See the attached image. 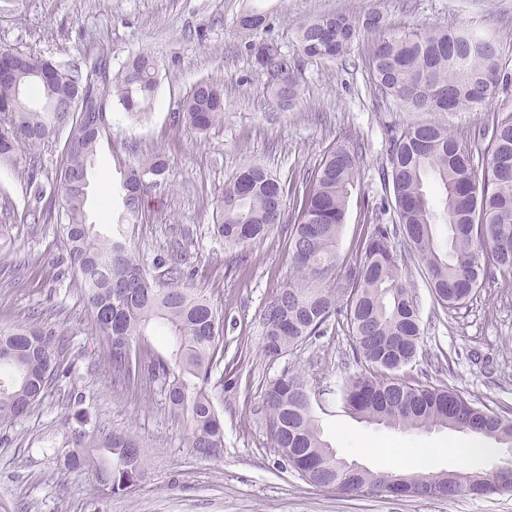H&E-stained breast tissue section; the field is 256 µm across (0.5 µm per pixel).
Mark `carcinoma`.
Instances as JSON below:
<instances>
[{"mask_svg":"<svg viewBox=\"0 0 512 512\" xmlns=\"http://www.w3.org/2000/svg\"><path fill=\"white\" fill-rule=\"evenodd\" d=\"M373 11L360 22L327 14L299 27L298 43L309 58L334 59L346 51L360 29L383 26ZM256 68L284 110L294 109L302 89L296 66L274 42L250 45ZM14 58L53 65L43 79L30 68L15 67L0 76V164L14 162L20 146L35 150L70 125L59 172L62 197L60 223L70 265L81 280L96 327L105 339L114 380L126 382L147 373L167 380L170 414L186 423V443L200 458L224 448L219 414L207 392L212 370L224 359V319L206 298L183 284L184 273L166 260L151 276L140 263L130 226L142 211L145 178L160 176L161 156L121 164L109 233L101 235L87 222V194L76 181L88 175L109 126L101 123L99 102L117 100L127 115L139 119L151 107L158 88L159 65L148 53L129 58L111 76L102 68L83 71L75 62H58L14 48L0 49V69ZM498 49L487 36L462 28H437L391 36L372 57L375 89L410 111L454 112L477 108L496 94L500 83ZM37 92L41 104L15 98L16 85ZM78 97V112H63ZM224 120V85L198 82L173 113L176 124L198 133ZM392 186L398 223L365 224L352 261L330 280L336 269V240L344 221L348 188L356 172L355 151L335 147L319 163L311 184L294 192L298 222L290 228L288 254L293 276L272 295L261 314L262 350L279 357L322 332L332 316L347 325L351 348L369 372L347 379L342 408L351 416L401 431L447 428L512 445V417L480 406L465 393L421 386L400 375L418 354L421 328L418 296L404 270L401 251L414 254L424 267L436 303L454 310L464 304L492 267L512 273V118L496 125L486 162L474 164L472 150L438 121L408 124L392 131ZM433 178L443 188L442 206H434L424 185ZM285 185L264 167L251 164L224 186L215 230L229 247L261 241L280 223ZM448 229L441 241L436 227ZM156 328L174 345L169 359L145 360L136 347ZM60 339L36 325L0 334V421H17L44 396L58 374ZM314 385L299 373L284 372L266 383L262 411L271 445L311 485L355 493L353 486L374 489L396 473L347 474L345 461L323 439L313 412ZM60 464L68 470L94 471L99 488L117 495L146 477L139 443L131 434L80 432L64 448ZM508 475L459 471L458 484L435 474L420 475L412 497L472 496L512 492Z\"/></svg>","mask_w":512,"mask_h":512,"instance_id":"1","label":"carcinoma"}]
</instances>
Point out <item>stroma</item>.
<instances>
[{
  "instance_id": "35a3bbf8",
  "label": "stroma",
  "mask_w": 512,
  "mask_h": 512,
  "mask_svg": "<svg viewBox=\"0 0 512 512\" xmlns=\"http://www.w3.org/2000/svg\"><path fill=\"white\" fill-rule=\"evenodd\" d=\"M254 8L266 21L254 30L238 25ZM383 14L385 24L363 30L343 56H304L297 28L324 15ZM468 28L491 37L500 50L504 81L482 107L457 112H408L368 84L376 45L393 35L435 26ZM271 41L292 59L302 84L293 111L279 108L254 67L249 46ZM0 48L76 61L89 68L100 58L119 71L150 53L160 66L151 110L140 121L121 106L107 108L109 134L89 175L87 219L107 232L103 207L120 179L118 165L132 156L162 155L163 175L147 179L142 216L132 241L145 268L157 257L185 272V283L207 297L224 318V359L210 383L220 411L224 450L196 456L185 429L171 416L163 379L143 376L130 388L112 383L106 343L95 332L80 282L71 268L56 185L67 130L38 149L20 150L0 165V225L9 231L0 248V329L37 325L62 337L61 366L44 397L21 420L0 423V512H512V493L487 498H405L373 492L346 497L308 484L271 447L261 412L262 386L283 372L315 383L316 416L337 456L370 470L415 473L401 449H437L433 473L467 468L488 473L511 456L485 438L483 453L467 465L444 454L462 433L436 428L403 433L341 412L346 378L363 372L338 321L279 358L261 349L265 302L289 275L286 207L282 224L261 242L231 248L214 231L224 185L248 164H259L294 190L331 148L357 153L336 252L346 266L366 224L395 221L392 193L382 171L390 158L393 127L425 121L448 126L476 154L490 144L497 123L512 118V0H11L0 11ZM224 85V121L199 134L176 126L172 114L199 81ZM41 184L34 198L31 183ZM419 300L423 344L402 374L413 382L461 390L496 410H512V275L485 277L460 308L439 307L415 256L405 258ZM445 361H437L438 353ZM104 430L136 435L147 477L121 495L99 490L90 470H65L56 453L75 432Z\"/></svg>"
}]
</instances>
